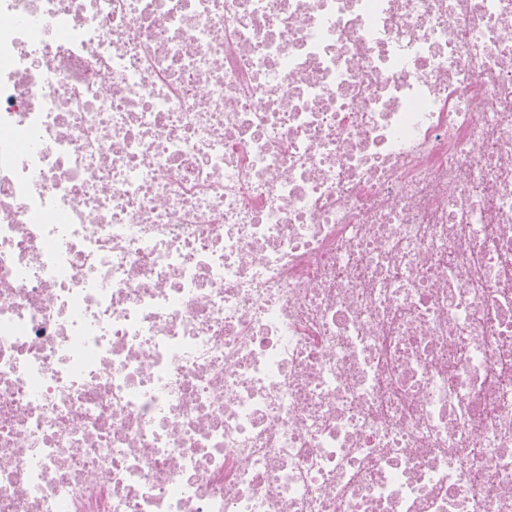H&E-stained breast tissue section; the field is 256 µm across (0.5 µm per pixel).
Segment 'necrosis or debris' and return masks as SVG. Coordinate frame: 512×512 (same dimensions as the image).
Listing matches in <instances>:
<instances>
[{"mask_svg":"<svg viewBox=\"0 0 512 512\" xmlns=\"http://www.w3.org/2000/svg\"><path fill=\"white\" fill-rule=\"evenodd\" d=\"M0 512H512V0H0Z\"/></svg>","mask_w":512,"mask_h":512,"instance_id":"4bbe7bcc","label":"necrosis or debris"}]
</instances>
